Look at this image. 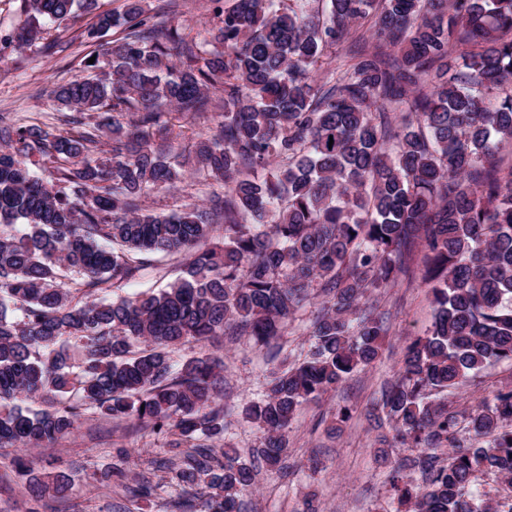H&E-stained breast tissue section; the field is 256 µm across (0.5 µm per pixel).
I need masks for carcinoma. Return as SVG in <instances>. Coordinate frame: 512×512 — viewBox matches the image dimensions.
I'll return each instance as SVG.
<instances>
[{
    "label": "carcinoma",
    "instance_id": "1",
    "mask_svg": "<svg viewBox=\"0 0 512 512\" xmlns=\"http://www.w3.org/2000/svg\"><path fill=\"white\" fill-rule=\"evenodd\" d=\"M96 2L21 0L24 26L1 34L0 50L22 51ZM142 2L124 0L81 33L96 74L54 90L70 132L0 124V447L53 444L90 409L131 419L179 435L172 465L210 489L202 512H240L257 469L281 466L301 406L379 357L372 297L419 279L434 322L369 412L387 427L373 447L384 460L412 449L389 472L411 512H512V386L471 411L469 442L448 410L467 376L512 362V167L496 159L512 143V0H321L319 15L315 0H209L205 44L154 22ZM371 14L350 58L318 77ZM110 28L121 35L98 43ZM216 107V130L192 153L224 195L147 212L148 191L184 176L164 116ZM104 132L112 154L95 159ZM182 252L168 287L95 297L146 256ZM315 296L309 354L271 371L245 409L264 431L252 460L234 448L217 456L218 364H176L170 350L215 336L268 347ZM36 399L53 409L24 406ZM15 465L35 496L65 485ZM482 475L501 486L474 494Z\"/></svg>",
    "mask_w": 512,
    "mask_h": 512
}]
</instances>
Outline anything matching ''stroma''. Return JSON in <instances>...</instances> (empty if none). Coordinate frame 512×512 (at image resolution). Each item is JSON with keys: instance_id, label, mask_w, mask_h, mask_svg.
Here are the masks:
<instances>
[{"instance_id": "1", "label": "stroma", "mask_w": 512, "mask_h": 512, "mask_svg": "<svg viewBox=\"0 0 512 512\" xmlns=\"http://www.w3.org/2000/svg\"><path fill=\"white\" fill-rule=\"evenodd\" d=\"M93 20V15L81 12L47 27L45 41L67 44L62 54L46 56L35 46L0 54L1 121L43 123L50 132L60 130L61 108L52 91L61 82L83 75L88 48L80 35ZM223 191V182H203L191 175L176 190L150 191L143 203L153 213L166 214L182 202L203 204ZM185 261L182 254L153 255L151 265L137 279L111 289L107 296L117 300L164 288L180 276ZM377 305L388 328L381 357L353 373L321 402L301 410L289 430L284 468L260 471L255 489L242 498L241 512H396L388 469L374 458L375 432L368 413L381 385L397 372L406 345L430 327L433 310L426 288L418 282L386 289ZM202 352L224 362L222 402L228 422L224 442L247 454L263 437L247 421L244 409L264 390L270 371L266 353L247 339L231 344L222 338L203 346L186 343L173 349L171 357L181 362ZM511 383L512 364H493L454 390L453 405L458 411L468 410L481 397ZM344 407L350 411L349 420L335 424V413ZM18 453L35 475L68 473L70 487L31 499L25 477L13 464ZM172 454L166 435L134 431L127 420L86 414L71 435L55 444L20 452L0 450V512H175L185 501L196 510L206 487L201 484L194 493H187L174 473L160 465ZM145 478L153 486L150 496L133 498L131 488Z\"/></svg>"}]
</instances>
